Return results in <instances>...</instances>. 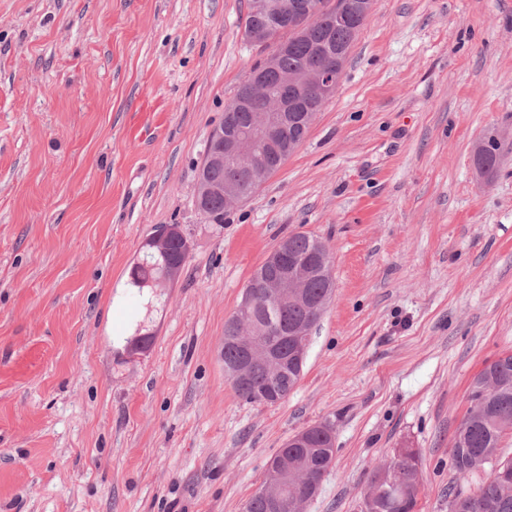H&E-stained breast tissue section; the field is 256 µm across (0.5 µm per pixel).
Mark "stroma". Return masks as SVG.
Returning a JSON list of instances; mask_svg holds the SVG:
<instances>
[{
    "instance_id": "obj_1",
    "label": "stroma",
    "mask_w": 512,
    "mask_h": 512,
    "mask_svg": "<svg viewBox=\"0 0 512 512\" xmlns=\"http://www.w3.org/2000/svg\"><path fill=\"white\" fill-rule=\"evenodd\" d=\"M247 3L0 0V512H244L320 423L303 512H364L400 448L416 512H448L470 382L512 353V0H374L304 142L217 224L199 167L268 55ZM160 224L191 253L149 300L126 281ZM293 232L328 247L334 296L296 388L249 404L224 324Z\"/></svg>"
}]
</instances>
